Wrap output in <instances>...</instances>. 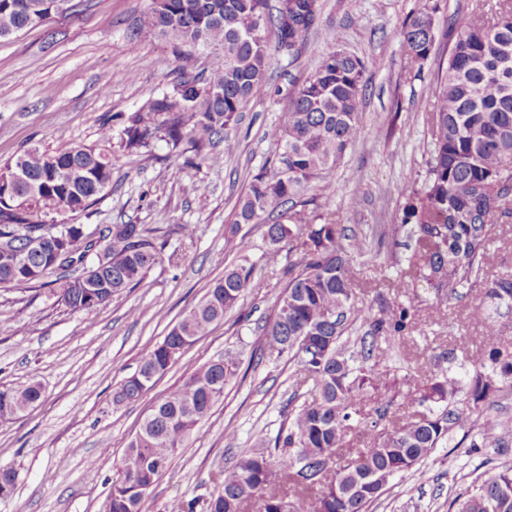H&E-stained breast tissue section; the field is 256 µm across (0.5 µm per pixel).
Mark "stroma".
Segmentation results:
<instances>
[{
  "mask_svg": "<svg viewBox=\"0 0 512 512\" xmlns=\"http://www.w3.org/2000/svg\"><path fill=\"white\" fill-rule=\"evenodd\" d=\"M151 0H72L67 15L0 39V162L29 146L53 151L97 144L100 127L168 90L180 72L209 71L215 58L202 49L176 50L164 37L139 29ZM500 0H318L319 19L297 60L271 53L267 84L246 104L235 134L218 144L224 163L214 167L165 142L150 152L112 153V184L86 212L75 216L85 233L109 224L155 229L162 260L144 281L91 311L73 312L28 284L0 291V386L39 383L41 399L15 422L0 426V466L18 473L12 499L0 512H101L116 464L151 404L175 390L195 369L220 355L238 357L243 369L224 399L195 429L155 485L154 512L176 497L213 491L214 478L234 457L274 441L299 386L287 358L250 357L262 327L276 309L295 253L268 266L263 229L243 225L241 237L256 263L258 288L212 331L189 347L137 401L113 404L112 393L139 368L145 352L235 264L224 228L252 177L280 152L269 129L327 48L325 30L338 28L344 48L373 60L367 75L362 134L330 175L331 196L309 210L316 223L332 222L363 240L366 253L354 265L359 301L372 307L392 299V283L408 267L415 248L409 227L390 231L391 213L406 199L400 186L421 185L431 150L426 115L440 62L448 58V25L488 16ZM434 7L439 34L420 75H412L401 48L403 24L424 6ZM194 228L185 236L182 225ZM489 255L478 281L455 295L417 281L412 325L382 342V366L403 377L420 361L429 370L469 369L485 349L475 307L489 306L484 281L512 273V215L492 224ZM476 431L452 428L449 440L413 472L393 478L366 512H448L450 501L485 473L512 466V450L471 451Z\"/></svg>",
  "mask_w": 512,
  "mask_h": 512,
  "instance_id": "obj_1",
  "label": "stroma"
}]
</instances>
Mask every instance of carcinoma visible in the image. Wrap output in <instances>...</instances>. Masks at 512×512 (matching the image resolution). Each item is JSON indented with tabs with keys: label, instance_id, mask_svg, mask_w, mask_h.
Listing matches in <instances>:
<instances>
[{
	"label": "carcinoma",
	"instance_id": "cac0c4a2",
	"mask_svg": "<svg viewBox=\"0 0 512 512\" xmlns=\"http://www.w3.org/2000/svg\"><path fill=\"white\" fill-rule=\"evenodd\" d=\"M55 0H0V38L42 23L57 13ZM262 26H257V22ZM318 21L317 0H151L142 24L150 32L216 54L203 78L184 76L172 89L105 124L97 147L69 145L52 153L28 148L0 164V290L39 283L57 286V302L79 312L95 309L138 286L160 260L154 230L142 224H112L98 239L77 224L46 223L49 215L86 211L112 183V140L129 155L163 141L184 144L212 165L224 161L216 145L229 138L245 105L266 86L269 38L275 50L297 57ZM328 49L315 72L297 89L271 135L282 151L270 168L249 182L235 219L225 229L236 241L240 225L264 226L262 259L278 262L283 243L297 254L288 267L275 313L263 328L259 355L288 356L294 376L312 382L310 397L291 412L275 445L279 455L247 452L218 476L207 497L171 500L166 512H365L389 480L412 470L448 435L450 427L476 425L472 448L508 447V429L494 411L498 393L512 388V353L497 346L499 327L478 307L473 319L484 327L487 354L462 375L433 374L414 389V401L428 407L419 420L398 417L390 429L354 452L350 436L360 427L362 397L382 385L394 393L377 411L384 419L407 380L390 377L380 362L366 367L380 340L406 330L417 296L408 288L421 278L432 287L457 288L477 279L487 254L489 225L512 213V7L493 20L459 22L433 100L424 109L432 149L419 188L403 187V211L392 229L412 225L415 250L396 285L403 296L373 311L355 299L352 255L362 242L336 224H314L306 207L311 181L328 191L330 173L361 135L365 73L372 61L348 53L333 27ZM402 47L422 69L435 43L434 10L409 18ZM255 264L244 256L212 282L201 300L163 341L143 356L139 370L113 393V402H132L148 392L196 340L257 287ZM486 295L512 302V275L485 283ZM365 323L366 335L352 339L348 325ZM241 361L221 356L200 366L174 391L156 400L116 467L102 512H145L152 488L172 457L224 397V387ZM466 397L452 400L462 387ZM42 396L31 383L0 389V424L25 413ZM447 405L441 415L434 408ZM448 512H512V467L492 472Z\"/></svg>",
	"mask_w": 512,
	"mask_h": 512
}]
</instances>
